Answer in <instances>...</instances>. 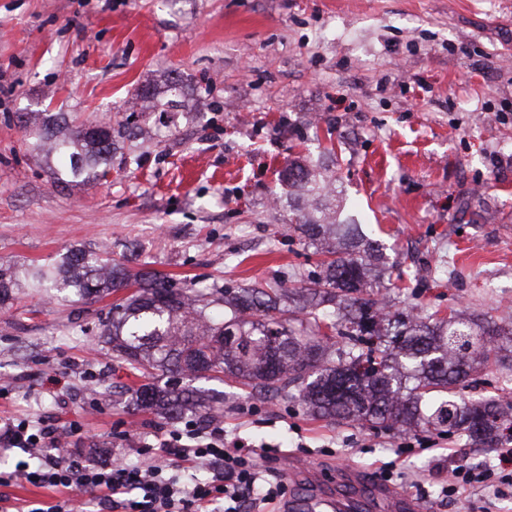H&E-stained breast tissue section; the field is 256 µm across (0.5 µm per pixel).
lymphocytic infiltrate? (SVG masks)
Wrapping results in <instances>:
<instances>
[{
	"label": "lymphocytic infiltrate",
	"mask_w": 512,
	"mask_h": 512,
	"mask_svg": "<svg viewBox=\"0 0 512 512\" xmlns=\"http://www.w3.org/2000/svg\"><path fill=\"white\" fill-rule=\"evenodd\" d=\"M78 432L76 425L63 427L49 419L0 418V452H22L13 467L0 469V512H17L4 489L19 480L53 493L29 512H74L79 494L90 496L101 512H267L272 505L288 506V485L269 468L268 446L239 443L222 420L190 419L183 428L157 436L149 462L139 468L105 466L58 448L60 436ZM202 466L208 480H183V472ZM511 488L512 448H506L498 469L455 466L445 492L503 498Z\"/></svg>",
	"instance_id": "f902f5d3"
}]
</instances>
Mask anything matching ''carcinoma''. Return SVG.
<instances>
[{
    "label": "carcinoma",
    "mask_w": 512,
    "mask_h": 512,
    "mask_svg": "<svg viewBox=\"0 0 512 512\" xmlns=\"http://www.w3.org/2000/svg\"><path fill=\"white\" fill-rule=\"evenodd\" d=\"M142 112L183 111V81L173 77L164 96L141 89ZM124 122L90 135L62 132L53 115L30 131L40 149L51 142L60 180L107 173L121 141L142 131ZM284 180L306 202L292 206L295 230L329 257L317 275H289L269 290L257 286L207 290L178 284L155 271L132 274L109 253L70 250L51 264L0 265V305L25 286L50 285L80 300L125 292L101 321L113 356L143 379L137 407L170 419L210 414L206 399L186 381L234 380L267 401L297 403L320 420L368 423L375 429L422 428L457 435L479 448L505 437L502 400L467 397L477 361L492 357L512 369V324L452 313L440 317L412 306L390 311L381 299L377 241L341 219L342 201L321 165L294 161ZM222 306L216 313L212 306Z\"/></svg>",
    "instance_id": "1"
}]
</instances>
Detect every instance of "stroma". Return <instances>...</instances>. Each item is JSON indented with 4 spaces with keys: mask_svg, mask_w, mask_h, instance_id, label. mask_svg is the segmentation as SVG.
<instances>
[{
    "mask_svg": "<svg viewBox=\"0 0 512 512\" xmlns=\"http://www.w3.org/2000/svg\"><path fill=\"white\" fill-rule=\"evenodd\" d=\"M182 75L203 112L144 114L110 175L60 184L23 121L118 122L148 84ZM321 159L346 213L380 240L397 307L512 320V0H0V262L51 263L107 246L207 288L266 285L320 261L288 223L281 174ZM112 304L20 292L0 309V417L75 423L67 451L144 462L130 437L172 428L96 378L140 384L99 335ZM224 428L280 448L305 495L351 464L402 471L389 488L423 512H512V498L444 496L464 439L311 418L224 384ZM259 412L240 417L239 405Z\"/></svg>",
    "mask_w": 512,
    "mask_h": 512,
    "instance_id": "1",
    "label": "stroma"
}]
</instances>
